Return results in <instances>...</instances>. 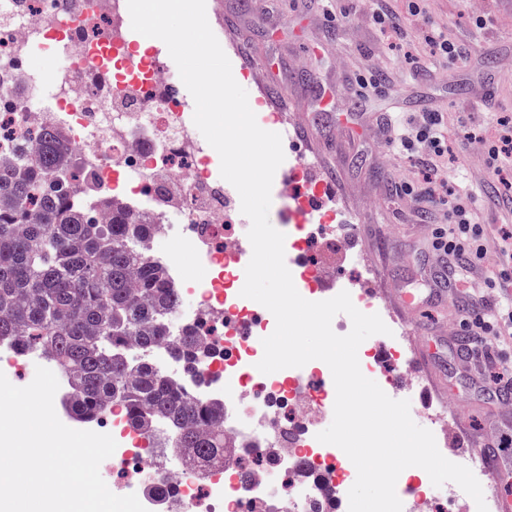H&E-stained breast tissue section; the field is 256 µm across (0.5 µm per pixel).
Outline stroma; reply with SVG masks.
<instances>
[{
  "mask_svg": "<svg viewBox=\"0 0 512 512\" xmlns=\"http://www.w3.org/2000/svg\"><path fill=\"white\" fill-rule=\"evenodd\" d=\"M424 16H411L403 0H218L209 24L225 53L240 51L244 58H270L274 65L261 83L268 102L254 105L258 125L268 131H297L309 162L334 175L336 199L330 209L353 218V225L337 224V236H353L352 251H324L320 259L336 270L341 283L367 274L371 287L380 291L377 303L390 316L414 331V344L428 351L429 367L418 375L422 390L409 396L411 407L453 400L457 424L448 435V460L459 462L468 448H492V425L506 422L498 400L483 385L473 383L474 365L459 351L463 330L444 335L435 321L437 312H461L471 318L485 312L486 304L512 299V282L496 289L488 299L477 294L485 280L498 279L501 265L498 243L512 234V224L502 221L498 177L483 170L478 141L493 117L512 116V0H427ZM387 7L397 15L398 32L386 33L371 21L373 9ZM447 32L461 41L464 57L441 64L429 72H417L426 62L424 36L429 30ZM318 46L320 57L311 59L305 71L295 62L305 46ZM380 69L386 76L381 87L363 88L360 76ZM333 91L336 106L319 105L323 91ZM363 108L358 128L342 126L336 112L351 98ZM292 103L298 122L282 126L273 112L282 102ZM391 112L403 122L421 113H443L448 124V167L468 168L476 179V222L486 225L488 258L468 279L430 296L412 317L394 308L384 292L390 285L419 287L426 271L437 263L425 239L430 224L421 222L419 209L427 200L398 199L397 185L420 179L414 159L394 154L384 123ZM467 118L458 129L457 113Z\"/></svg>",
  "mask_w": 512,
  "mask_h": 512,
  "instance_id": "obj_1",
  "label": "stroma"
}]
</instances>
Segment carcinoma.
<instances>
[{
	"label": "carcinoma",
	"mask_w": 512,
	"mask_h": 512,
	"mask_svg": "<svg viewBox=\"0 0 512 512\" xmlns=\"http://www.w3.org/2000/svg\"><path fill=\"white\" fill-rule=\"evenodd\" d=\"M81 169L55 130L0 164V340L47 349L71 379L77 417L94 421L117 400L135 426L163 421L175 428L174 451L183 460H220L228 448L217 429L220 406L127 362L130 339L144 349L168 344L189 370L207 350L194 330L173 338L161 325L179 308L176 289L158 265L131 253L144 228L125 208L101 200L111 222L100 224L70 191Z\"/></svg>",
	"instance_id": "1"
}]
</instances>
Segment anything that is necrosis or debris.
Masks as SVG:
<instances>
[{
  "instance_id": "4bbe7bcc",
  "label": "necrosis or debris",
  "mask_w": 512,
  "mask_h": 512,
  "mask_svg": "<svg viewBox=\"0 0 512 512\" xmlns=\"http://www.w3.org/2000/svg\"><path fill=\"white\" fill-rule=\"evenodd\" d=\"M110 23L108 0H0V160L34 130L55 129L94 174L99 197L117 199L137 223L153 226L134 251L162 266L191 304L169 331L193 328L212 356L192 376L166 347L136 356L188 397L223 404L230 445L204 470L155 466L166 426L125 424L120 403H109L102 423L89 428L117 442L112 467L128 476L117 493L136 494L147 512H309L314 501L332 512L351 468L316 438L334 409L328 370L257 369L269 323L236 287L249 260L246 226L208 173L209 147L171 95L161 64L146 59L132 71L116 55L110 77L88 67ZM43 46L63 62L56 77L27 63ZM405 353L404 332L394 329L387 343L365 349L366 367L392 383ZM167 482L176 488L171 502L149 491Z\"/></svg>"
}]
</instances>
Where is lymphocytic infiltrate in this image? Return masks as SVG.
<instances>
[{
    "instance_id": "1",
    "label": "lymphocytic infiltrate",
    "mask_w": 512,
    "mask_h": 512,
    "mask_svg": "<svg viewBox=\"0 0 512 512\" xmlns=\"http://www.w3.org/2000/svg\"><path fill=\"white\" fill-rule=\"evenodd\" d=\"M388 126L395 134L396 148L418 160L427 184L441 190L439 201L444 223L433 228L429 241L446 283L456 284L461 276L485 262L488 232L485 225L476 223L472 217L473 197L469 189L446 188L440 177L448 156L444 116L439 112H426L417 122L405 126L392 118ZM483 155L487 173L497 175L512 168V122H498L484 142ZM506 328L512 329V302L496 305L492 313L471 319L466 324L462 344L465 356L480 359L488 368L503 362L502 349L494 345L492 339Z\"/></svg>"
}]
</instances>
